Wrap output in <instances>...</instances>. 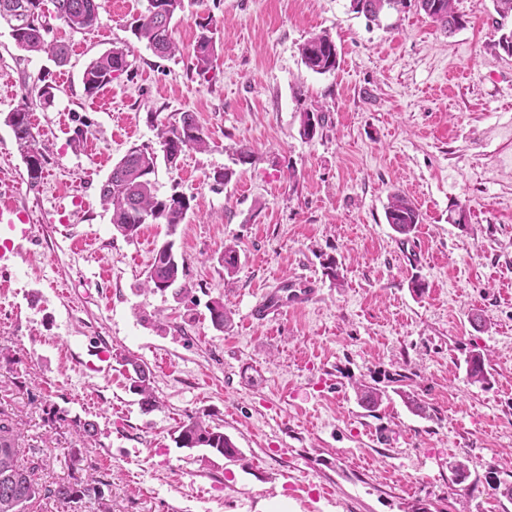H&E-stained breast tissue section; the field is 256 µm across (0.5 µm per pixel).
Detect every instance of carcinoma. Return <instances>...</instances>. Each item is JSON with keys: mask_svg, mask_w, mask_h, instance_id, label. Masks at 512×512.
Returning <instances> with one entry per match:
<instances>
[{"mask_svg": "<svg viewBox=\"0 0 512 512\" xmlns=\"http://www.w3.org/2000/svg\"><path fill=\"white\" fill-rule=\"evenodd\" d=\"M402 0H351L352 11L362 13L375 21L386 8H393ZM420 10L444 33L451 35L464 28L466 20L455 8V0H417ZM499 19L495 20L501 31L497 46L512 55V0H492ZM53 17L78 31L100 23L97 0H51ZM184 10V0H147L144 13L132 23L135 37L159 58H171L180 48L174 38L176 18ZM44 0H0V20L11 29L16 45L30 53H47L63 65L68 59V48L47 40L49 27L45 21ZM198 33L192 47L190 69L200 78L210 72L216 52L214 39L217 21L208 15L196 22ZM304 65L314 73L326 74L336 70L338 49L327 34H316L307 39L301 48ZM128 51L112 48L92 61L83 74V84L90 96L112 83L118 75L131 66ZM320 112H305L301 121V136L311 139L322 126ZM7 125L21 151L26 164L28 183L39 185L45 157L38 147L28 107L17 108L5 116ZM160 151L131 147L112 167V172L100 187V196L111 210L112 227L126 239L136 237L144 224H165L174 231L183 223L191 208V198L174 192L160 197L155 186L158 154L173 167L180 155L190 149L207 151L210 137L198 123L194 113L182 112L174 120L159 121ZM387 223L403 238H409L421 223L419 208L406 195L395 192L390 196L385 211ZM240 256L233 246L224 247L222 261L224 273L233 276ZM185 258L176 253L174 243L164 241L154 250L152 261L141 283V290L164 293L175 287L184 274ZM210 322L217 330H224L230 321L224 301L215 299L207 306ZM487 357L473 352L467 359V374L473 382L484 384L490 372ZM122 365L127 367L129 390L139 396L141 408L150 412L158 407L151 381V371L141 360L126 355ZM176 443L182 448H205L224 457L240 454L220 426L211 424L200 415L189 414L175 430ZM24 449L9 425L0 423V512H24L27 505L40 498H53L61 503L78 502L93 496L101 500L102 512H112V504L103 502L102 490L81 479L43 485L34 478L35 467L20 461Z\"/></svg>", "mask_w": 512, "mask_h": 512, "instance_id": "cac0c4a2", "label": "carcinoma"}]
</instances>
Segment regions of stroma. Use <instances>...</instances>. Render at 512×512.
Returning a JSON list of instances; mask_svg holds the SVG:
<instances>
[{"label":"stroma","mask_w":512,"mask_h":512,"mask_svg":"<svg viewBox=\"0 0 512 512\" xmlns=\"http://www.w3.org/2000/svg\"><path fill=\"white\" fill-rule=\"evenodd\" d=\"M97 2L93 30L51 20L70 48L63 66L17 49L0 22V195L29 215L0 230V252L24 243L0 260V422L23 464L40 482L67 479L81 448L77 473L103 482L113 512H261L279 496L288 512H512V57L496 46L492 0H456L466 25L449 37L416 0L375 23L350 0H184L183 52L165 59L131 31L147 0ZM210 14L216 60L203 80L187 52ZM322 32L339 53L327 74L300 53ZM115 46L129 71L87 95L85 69ZM47 83L56 97L43 108ZM23 105L46 156L35 188L3 122ZM314 109L324 121L308 140L301 116ZM185 111L211 148L156 174L159 195L191 198L173 237L187 260L179 301L136 290L166 225L123 238L99 190L130 147H157L149 113ZM220 169L232 176L217 186ZM396 191L422 214L405 240L385 218ZM228 243L240 255L230 279ZM299 276L320 289L313 306L250 320ZM216 298L232 312L221 332ZM474 351L490 383L469 379ZM123 354L149 366L154 411L129 391ZM359 383L381 392L376 411ZM190 414L220 424L240 457L177 447ZM77 419L96 423L94 441H80Z\"/></svg>","instance_id":"obj_1"}]
</instances>
